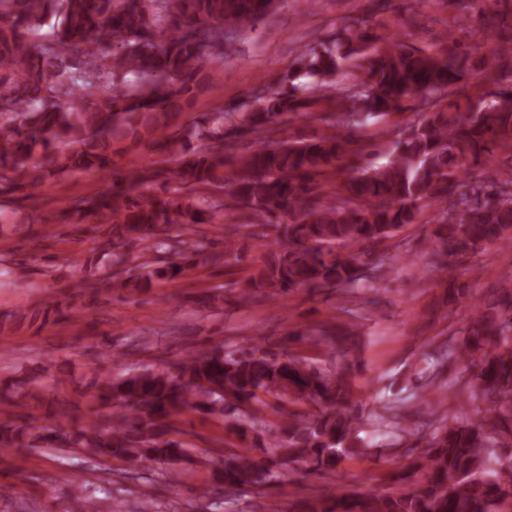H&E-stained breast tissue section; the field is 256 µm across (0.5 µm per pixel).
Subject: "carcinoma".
Listing matches in <instances>:
<instances>
[{
	"label": "carcinoma",
	"mask_w": 512,
	"mask_h": 512,
	"mask_svg": "<svg viewBox=\"0 0 512 512\" xmlns=\"http://www.w3.org/2000/svg\"><path fill=\"white\" fill-rule=\"evenodd\" d=\"M271 0H0V195L35 189L74 172H97L106 188L72 201L70 224L93 219L119 236L144 234V275L127 276L123 255L110 253V272L76 287L132 291L151 278H174L204 249L205 224L234 221L224 230V250L207 260L230 262L231 235L249 227L275 233L277 248L253 275L244 295L276 296L297 288L374 289L394 258L377 246L433 210L430 271L445 288V305L457 302L466 283L448 279L459 263L485 245L512 238V167L491 187L470 178L476 165L509 155L512 162V25L491 12L496 28L489 51L511 85L492 100L465 95L468 73L462 40L446 34L436 47L405 38L371 45L355 20L325 44L298 56L289 90L267 91L249 112L205 114L178 122L212 81L213 60L224 56V37L263 18ZM49 25L53 38L38 45L30 35ZM364 71L343 96L329 84L345 66ZM415 109L425 117L394 131L387 162L346 171L349 145L369 154L375 136L366 127ZM293 113L324 123L310 138L274 139L276 119ZM247 130L262 144L244 149L229 139ZM157 159L120 163L138 148ZM178 234L171 236V227ZM180 256L185 264L167 262ZM314 340L339 349L357 342L354 324L338 319ZM457 359L474 368L455 377L471 390L477 418H450L435 428L410 466L391 477L385 492L328 494L300 502L299 512H512V279L503 280L482 310L464 325L461 340L439 348L418 373L422 401L437 383L436 370ZM94 383L95 397L113 411L66 433L54 426L0 423V444L15 448H84L125 465L170 468L187 455L172 438L168 419L187 410L231 416L241 439L255 432L253 411L263 396L303 404L270 434L272 447L313 472H327L345 456L371 455L385 446L350 447L360 414L351 404L347 374L325 372L306 359H281L254 346H222L161 366L131 372L116 366ZM387 427L403 438L409 407H381ZM214 485L199 489L206 512L224 510L223 492L274 483L277 463L261 466L245 448H226L212 460ZM100 502L74 490L72 512H97Z\"/></svg>",
	"instance_id": "1"
}]
</instances>
